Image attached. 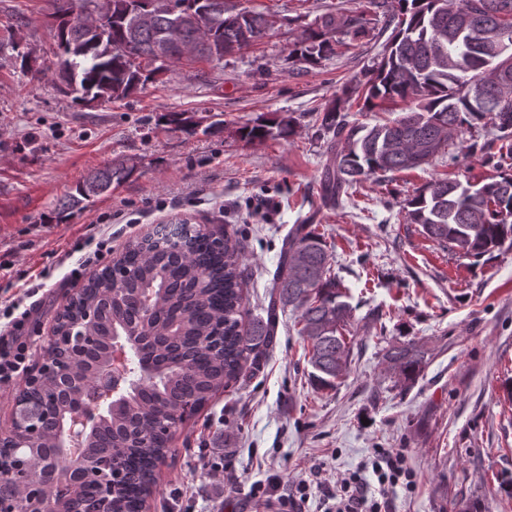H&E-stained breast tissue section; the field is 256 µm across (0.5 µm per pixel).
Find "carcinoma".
Wrapping results in <instances>:
<instances>
[{
    "label": "carcinoma",
    "instance_id": "obj_1",
    "mask_svg": "<svg viewBox=\"0 0 512 512\" xmlns=\"http://www.w3.org/2000/svg\"><path fill=\"white\" fill-rule=\"evenodd\" d=\"M170 0H54L51 32L68 58L57 90L85 100L124 99L155 73L183 60L182 47L212 59V46L232 55L264 39L271 14L238 9L229 0H204V25H184L169 46L167 63H155V50L173 24ZM149 5L152 20L133 24V14ZM385 14L379 34H388L376 69L352 81L343 96L331 100L319 116L326 144V163L319 189L326 205H334L354 186L388 174L420 168L445 152L459 133L474 122L494 131L481 148L484 162L496 175L479 183L434 180L402 203L404 219L418 224L432 241L461 257L480 259L512 246V0H369ZM108 17L104 41L82 24L89 7ZM364 14L323 16L304 31L288 58L313 64L336 53L352 39L375 37ZM15 62L32 71L30 51L22 39L9 37ZM400 99L408 107L398 117L372 126L347 119L353 105L370 110L376 101ZM168 122L188 134L198 123L183 112ZM296 118L282 116L246 125L241 137L262 140L273 134L290 136ZM501 145L490 152L492 143ZM135 166L124 159L87 176L62 204L72 209L127 181ZM244 253L230 235L185 228L159 229L129 241L112 259V267L95 273L74 304L100 306L109 312L97 321L80 322L94 347L85 360L71 366L73 375L92 380L93 365L107 356L113 331L130 342L133 358L124 394L112 402L84 439L76 457L59 455L57 429L39 424L29 442L40 448L32 455L0 454V512H17L24 500L39 495L46 512H84L85 492L60 496L57 487H37L27 475L50 466L64 474L80 468L86 481L101 485L109 512H146L156 482L153 461L170 452L173 429L183 422L187 406L197 409L255 365L272 344L274 321L243 324ZM271 308L291 306L299 312L298 335L307 342L310 377L319 390H334L346 377L355 344L353 308L347 288L332 273L326 241L309 224H297L284 240L275 271ZM389 369L405 384L415 382L423 352L392 344L383 355ZM78 388L56 398L48 384L45 405L59 420L68 418L82 398Z\"/></svg>",
    "mask_w": 512,
    "mask_h": 512
}]
</instances>
